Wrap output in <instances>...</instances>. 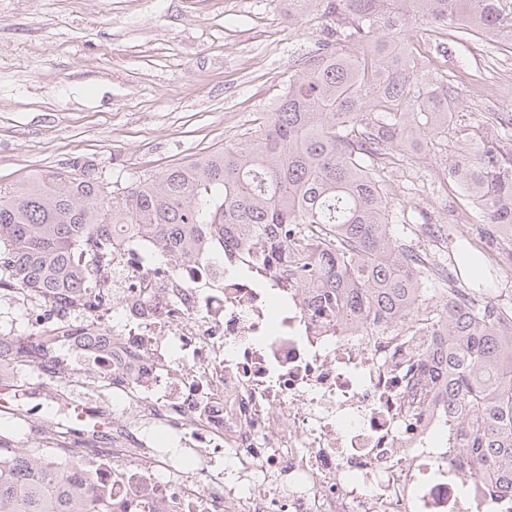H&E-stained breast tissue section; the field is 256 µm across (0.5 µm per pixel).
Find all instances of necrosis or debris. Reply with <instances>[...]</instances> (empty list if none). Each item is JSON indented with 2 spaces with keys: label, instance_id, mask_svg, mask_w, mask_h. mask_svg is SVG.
I'll list each match as a JSON object with an SVG mask.
<instances>
[{
  "label": "necrosis or debris",
  "instance_id": "obj_1",
  "mask_svg": "<svg viewBox=\"0 0 512 512\" xmlns=\"http://www.w3.org/2000/svg\"><path fill=\"white\" fill-rule=\"evenodd\" d=\"M123 230L96 274L98 309L21 296L33 347L72 373L0 379V415L111 512H512L444 445L437 392L396 382L397 339L324 321L274 272L174 266Z\"/></svg>",
  "mask_w": 512,
  "mask_h": 512
}]
</instances>
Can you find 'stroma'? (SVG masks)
<instances>
[{
	"instance_id": "obj_1",
	"label": "stroma",
	"mask_w": 512,
	"mask_h": 512,
	"mask_svg": "<svg viewBox=\"0 0 512 512\" xmlns=\"http://www.w3.org/2000/svg\"><path fill=\"white\" fill-rule=\"evenodd\" d=\"M320 31L318 16L290 17L288 0H0V185L66 162L125 185L223 148L285 91ZM409 40L426 56L447 43L449 70L471 79L446 149L388 187L434 251L424 225L457 237L471 224L459 190L433 179L476 113H512V53L426 24Z\"/></svg>"
}]
</instances>
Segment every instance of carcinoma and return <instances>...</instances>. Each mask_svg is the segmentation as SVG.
<instances>
[{"mask_svg":"<svg viewBox=\"0 0 512 512\" xmlns=\"http://www.w3.org/2000/svg\"><path fill=\"white\" fill-rule=\"evenodd\" d=\"M320 38L267 112L224 149L109 186L73 164L0 186V290L90 309L93 272L121 225L182 263L278 268L321 315L402 337L442 389L453 446L512 498V114L484 112L447 179L481 214L450 268L390 230L387 183L448 139L462 81L423 64L427 21L464 42L512 41V0H290ZM480 270L483 287L463 274ZM0 333V373L29 362ZM0 512H82L69 484L27 458L0 465Z\"/></svg>","mask_w":512,"mask_h":512,"instance_id":"carcinoma-1","label":"carcinoma"}]
</instances>
